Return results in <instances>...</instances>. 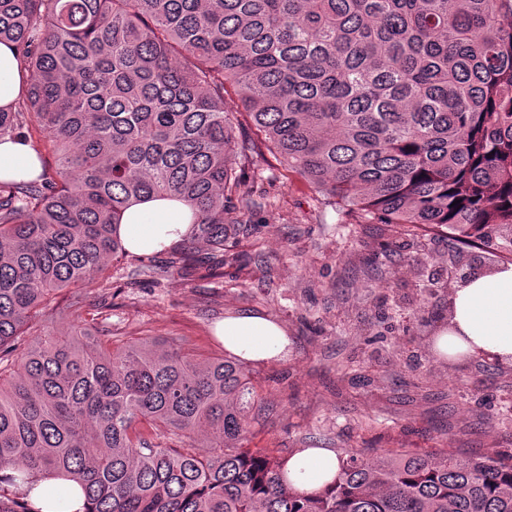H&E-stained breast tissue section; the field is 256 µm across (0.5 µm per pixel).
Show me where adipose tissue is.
Wrapping results in <instances>:
<instances>
[{"instance_id":"adipose-tissue-1","label":"adipose tissue","mask_w":512,"mask_h":512,"mask_svg":"<svg viewBox=\"0 0 512 512\" xmlns=\"http://www.w3.org/2000/svg\"><path fill=\"white\" fill-rule=\"evenodd\" d=\"M30 76L14 45L0 43V108L8 109L23 96ZM40 172L36 154L22 140H0V175L32 179ZM192 211L186 203L153 198L133 204L120 220L121 239L130 253L168 250L191 230ZM225 349L246 359H279L288 345L285 329L260 314L226 315L215 327ZM435 349L448 360L489 357L512 364V265L475 268L448 297V321L439 330ZM339 459L329 448H305L288 464L294 489L322 487L335 475Z\"/></svg>"}]
</instances>
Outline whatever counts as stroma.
<instances>
[{"mask_svg":"<svg viewBox=\"0 0 512 512\" xmlns=\"http://www.w3.org/2000/svg\"><path fill=\"white\" fill-rule=\"evenodd\" d=\"M260 205L249 234L224 245V275L203 279L174 254L153 257L167 277L136 275L138 258L112 269V334L182 337L187 348L220 355L214 327L230 312H255L281 323L285 359L253 367L264 400L263 445L301 448L450 447L469 454L512 455V365L478 358L451 362L433 349L448 317V269L499 266L495 253L458 248L439 234L407 246L405 227L322 204L312 187L272 156L245 172ZM429 258L435 293L413 299Z\"/></svg>","mask_w":512,"mask_h":512,"instance_id":"obj_1","label":"stroma"}]
</instances>
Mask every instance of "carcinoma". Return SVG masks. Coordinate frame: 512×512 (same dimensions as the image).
<instances>
[{
    "instance_id": "1",
    "label": "carcinoma",
    "mask_w": 512,
    "mask_h": 512,
    "mask_svg": "<svg viewBox=\"0 0 512 512\" xmlns=\"http://www.w3.org/2000/svg\"><path fill=\"white\" fill-rule=\"evenodd\" d=\"M505 17L512 0H0L30 73L0 139L42 143L35 179H0V512L76 491L77 512H512V456L453 448H360L300 493L290 457L250 447L262 398L239 357L114 340L111 305L84 309L148 197L190 206L179 261L217 274L198 245L247 234L228 204L254 205L263 149L327 205L512 264ZM65 311L83 326L48 329Z\"/></svg>"
}]
</instances>
